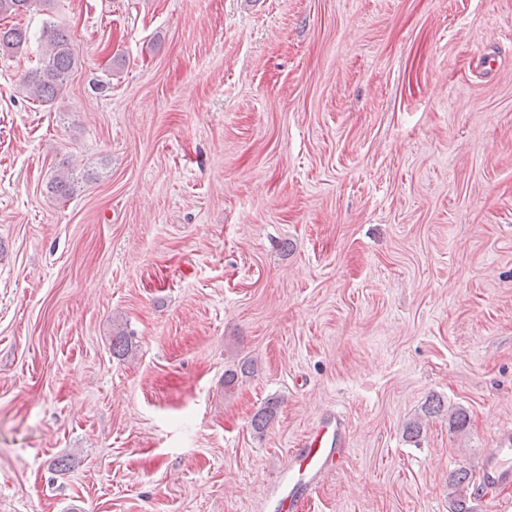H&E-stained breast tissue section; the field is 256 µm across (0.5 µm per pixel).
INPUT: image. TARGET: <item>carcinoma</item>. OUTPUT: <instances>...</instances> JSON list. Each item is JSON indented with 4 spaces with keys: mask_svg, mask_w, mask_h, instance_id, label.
Instances as JSON below:
<instances>
[{
    "mask_svg": "<svg viewBox=\"0 0 512 512\" xmlns=\"http://www.w3.org/2000/svg\"><path fill=\"white\" fill-rule=\"evenodd\" d=\"M35 0H0V15L20 16L30 11ZM30 41L27 28L18 24L0 26V49L17 53ZM42 58L41 65L31 73L23 86V92L32 100L48 103L62 93L67 87L69 77L76 64L75 48L68 36L56 26L45 23L41 32ZM48 191L60 197L73 193L74 178L70 172L53 174L47 185ZM279 403L268 400L253 419L256 432L262 433L272 421ZM472 481L469 471L460 467L448 478V500L451 512H471L468 505V490Z\"/></svg>",
    "mask_w": 512,
    "mask_h": 512,
    "instance_id": "cac0c4a2",
    "label": "carcinoma"
}]
</instances>
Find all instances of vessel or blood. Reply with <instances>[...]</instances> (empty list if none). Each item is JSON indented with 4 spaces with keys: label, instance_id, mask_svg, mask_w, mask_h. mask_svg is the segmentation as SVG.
<instances>
[{
    "label": "vessel or blood",
    "instance_id": "obj_1",
    "mask_svg": "<svg viewBox=\"0 0 512 512\" xmlns=\"http://www.w3.org/2000/svg\"><path fill=\"white\" fill-rule=\"evenodd\" d=\"M342 425L333 430L305 436L298 444L292 463L298 479L281 506L284 512H303L319 479L332 469L331 452H342L345 444ZM483 476L490 485L512 483V432L505 434L498 447L487 449L481 460Z\"/></svg>",
    "mask_w": 512,
    "mask_h": 512
}]
</instances>
